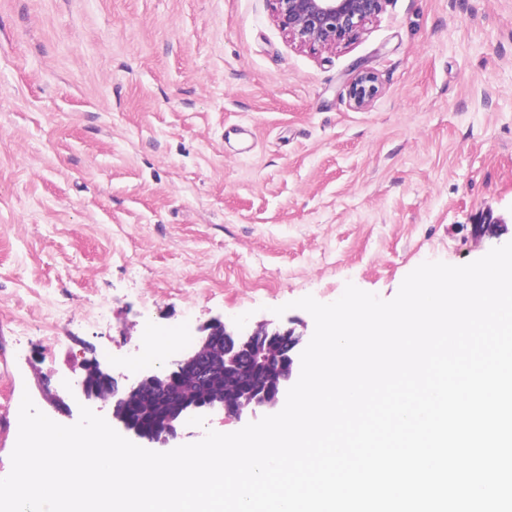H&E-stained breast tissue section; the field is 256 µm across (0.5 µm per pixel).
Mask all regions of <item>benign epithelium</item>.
<instances>
[{"label":"benign epithelium","mask_w":512,"mask_h":512,"mask_svg":"<svg viewBox=\"0 0 512 512\" xmlns=\"http://www.w3.org/2000/svg\"><path fill=\"white\" fill-rule=\"evenodd\" d=\"M272 16L281 32L295 46L309 50H333L349 41L375 21L388 0H268ZM377 92V77L357 75L347 95L354 107L368 105ZM198 345L162 370L144 369L118 379L107 362L91 359L78 365L81 370L76 388L54 394L61 412L72 413L70 403L93 408L110 404L111 426L122 436L146 448H171L179 430L188 421L224 415L240 418L247 413L270 411L287 395L300 353L302 336L292 328L259 323L254 327L227 330L217 319L200 328ZM222 348L224 375L232 377L245 369L264 373L267 379L224 395V400L191 401L176 394L190 377L203 382L212 377L210 363L202 356L205 349ZM159 390L157 402L163 407L152 428L147 429L135 416L145 387Z\"/></svg>","instance_id":"1"}]
</instances>
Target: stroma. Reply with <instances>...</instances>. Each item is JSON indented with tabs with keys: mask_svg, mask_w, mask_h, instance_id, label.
<instances>
[{
	"mask_svg": "<svg viewBox=\"0 0 512 512\" xmlns=\"http://www.w3.org/2000/svg\"><path fill=\"white\" fill-rule=\"evenodd\" d=\"M509 242L512 0H388L329 51L267 0H0V476L23 394L74 424L38 388L69 365L215 319L307 342L294 300ZM377 77L370 72L358 74L349 84L347 95L354 107L361 109L368 105L377 92Z\"/></svg>",
	"mask_w": 512,
	"mask_h": 512,
	"instance_id": "35a3bbf8",
	"label": "stroma"
}]
</instances>
